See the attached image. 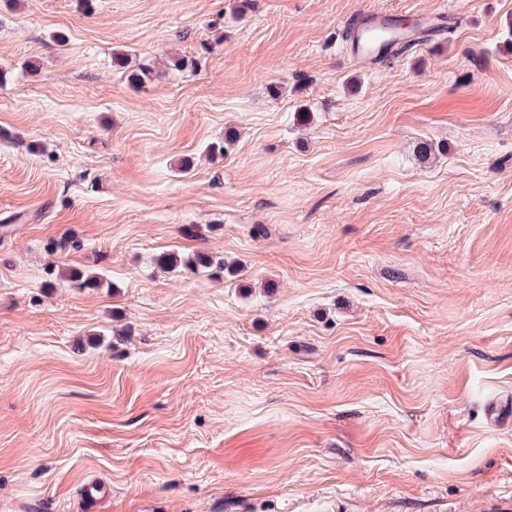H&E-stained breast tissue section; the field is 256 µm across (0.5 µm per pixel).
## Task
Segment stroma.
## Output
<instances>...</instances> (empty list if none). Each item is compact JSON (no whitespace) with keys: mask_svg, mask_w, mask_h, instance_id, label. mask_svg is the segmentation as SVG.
Listing matches in <instances>:
<instances>
[{"mask_svg":"<svg viewBox=\"0 0 512 512\" xmlns=\"http://www.w3.org/2000/svg\"><path fill=\"white\" fill-rule=\"evenodd\" d=\"M235 5L0 0V512H512V0ZM446 17L448 14L444 11H431L418 13L411 21H403L392 13L369 12L362 17L361 23L354 22L349 28L348 33L358 24L349 44L351 54L373 59L376 56L374 46L381 40L416 41L428 32L433 36H441ZM50 275L52 280H49L46 284L50 288H55L56 283L54 280H58L57 284L68 283L71 288L95 289L100 287L102 280L99 277L85 274L78 270H66L63 268L59 269L56 276H54V272L51 270Z\"/></svg>","mask_w":512,"mask_h":512,"instance_id":"35a3bbf8","label":"stroma"}]
</instances>
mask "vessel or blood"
<instances>
[{"instance_id":"vessel-or-blood-1","label":"vessel or blood","mask_w":512,"mask_h":512,"mask_svg":"<svg viewBox=\"0 0 512 512\" xmlns=\"http://www.w3.org/2000/svg\"><path fill=\"white\" fill-rule=\"evenodd\" d=\"M446 17V12L431 11L416 14L412 20L401 22L392 13H367L354 30L350 51L354 56L371 59L375 56L374 47L379 41L390 39L409 42L419 40L427 33L441 35Z\"/></svg>"}]
</instances>
